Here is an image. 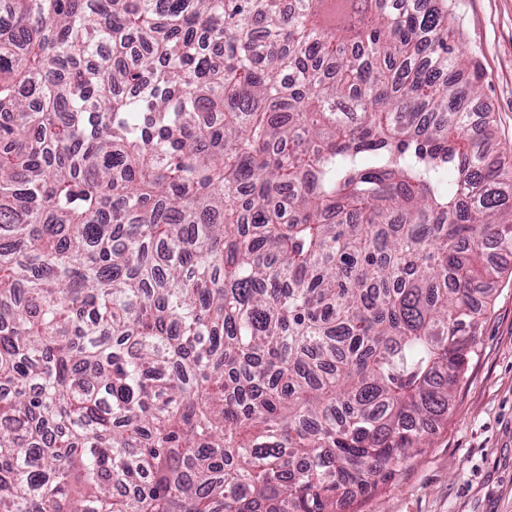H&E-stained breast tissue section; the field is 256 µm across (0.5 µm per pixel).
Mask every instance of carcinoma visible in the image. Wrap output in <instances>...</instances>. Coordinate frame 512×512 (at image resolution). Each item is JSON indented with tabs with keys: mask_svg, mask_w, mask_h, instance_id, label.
<instances>
[{
	"mask_svg": "<svg viewBox=\"0 0 512 512\" xmlns=\"http://www.w3.org/2000/svg\"><path fill=\"white\" fill-rule=\"evenodd\" d=\"M328 2L5 0L0 512H343L448 421L512 156L448 0Z\"/></svg>",
	"mask_w": 512,
	"mask_h": 512,
	"instance_id": "carcinoma-1",
	"label": "carcinoma"
}]
</instances>
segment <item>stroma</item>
<instances>
[{"label":"stroma","mask_w":512,"mask_h":512,"mask_svg":"<svg viewBox=\"0 0 512 512\" xmlns=\"http://www.w3.org/2000/svg\"><path fill=\"white\" fill-rule=\"evenodd\" d=\"M455 45L483 85L474 109L494 117L491 153L512 149V0H449ZM501 266L478 346L448 421L396 476L348 512H512V254Z\"/></svg>","instance_id":"1"}]
</instances>
